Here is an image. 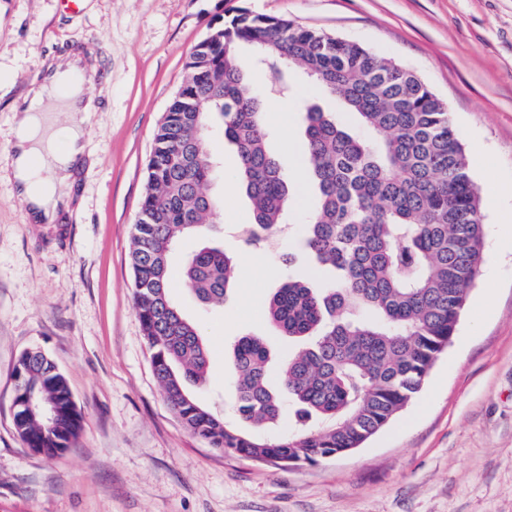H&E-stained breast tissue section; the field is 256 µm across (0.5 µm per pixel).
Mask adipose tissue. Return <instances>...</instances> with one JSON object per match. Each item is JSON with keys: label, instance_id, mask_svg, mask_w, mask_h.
Segmentation results:
<instances>
[{"label": "adipose tissue", "instance_id": "1", "mask_svg": "<svg viewBox=\"0 0 512 512\" xmlns=\"http://www.w3.org/2000/svg\"><path fill=\"white\" fill-rule=\"evenodd\" d=\"M41 80L29 87L15 106L16 121L0 169L27 206L33 223L51 224L68 212L77 176L85 162V125L97 111L87 87L100 81L97 65H84L80 55L43 64ZM68 113V125L55 115Z\"/></svg>", "mask_w": 512, "mask_h": 512}]
</instances>
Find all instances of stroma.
<instances>
[{
	"instance_id": "35a3bbf8",
	"label": "stroma",
	"mask_w": 512,
	"mask_h": 512,
	"mask_svg": "<svg viewBox=\"0 0 512 512\" xmlns=\"http://www.w3.org/2000/svg\"><path fill=\"white\" fill-rule=\"evenodd\" d=\"M245 8L356 41L415 72L444 100L481 188L484 260L457 334L407 408L362 448L284 467L211 448L170 409L153 376L135 312L129 250L157 122L210 28ZM92 53L104 76L87 124L88 157L71 210L33 224L0 180V512H512V0H0V153L13 105L47 59ZM295 75L290 99L269 98L270 149L293 186L290 224L273 248L248 251L242 191H228L237 156L222 126L209 133L220 197L180 268L204 242L237 258L223 304L201 305L180 277L170 294L210 353L202 406L231 415L230 346L264 337L274 361L296 349L266 318L286 274L312 266L297 229L314 204L292 145L303 140ZM295 254L284 267L279 253ZM43 351L66 377L82 414L79 438L47 458L13 422L14 369Z\"/></svg>"
}]
</instances>
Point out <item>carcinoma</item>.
Instances as JSON below:
<instances>
[{
    "label": "carcinoma",
    "mask_w": 512,
    "mask_h": 512,
    "mask_svg": "<svg viewBox=\"0 0 512 512\" xmlns=\"http://www.w3.org/2000/svg\"><path fill=\"white\" fill-rule=\"evenodd\" d=\"M267 66L271 91L286 96L292 66L322 94L342 100L371 143L336 113L303 100L305 155L317 201L301 243L334 279L315 288L289 278L276 288L267 320L276 333L307 343L282 359L271 382L261 336L239 337L231 351L235 419L199 405L188 391L210 364L199 327L173 303L171 255L217 206L208 192L215 156L201 141L210 117L236 150V180L253 204L243 245L260 251L288 212V170L269 148L263 93L238 62L237 48ZM186 78L157 124L146 165L141 218L133 225L129 264L135 309L156 378L178 418L210 447L253 461L312 465L346 454L387 426L419 392L452 342L483 263L485 229L479 191L447 105L410 69L349 40L286 18L245 8L212 28L185 63ZM236 264L205 246L182 268L204 304H220L235 284ZM41 406L60 407L52 423L20 419L29 447L55 456L78 438L81 415L65 377L34 351L24 361ZM295 407L288 433L268 439L286 404Z\"/></svg>",
    "instance_id": "1"
}]
</instances>
